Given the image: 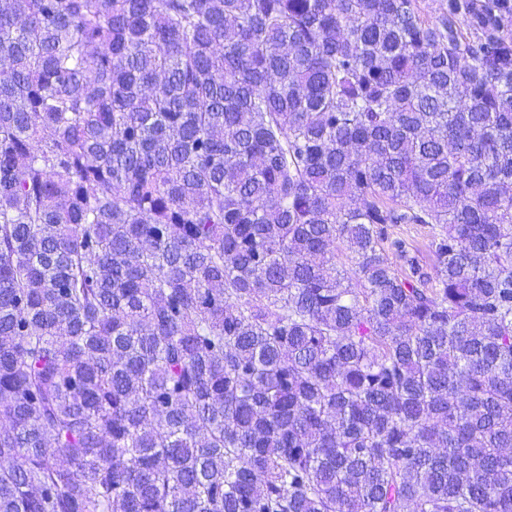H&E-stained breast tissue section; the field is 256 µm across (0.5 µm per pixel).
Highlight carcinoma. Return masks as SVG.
<instances>
[{
  "label": "carcinoma",
  "mask_w": 512,
  "mask_h": 512,
  "mask_svg": "<svg viewBox=\"0 0 512 512\" xmlns=\"http://www.w3.org/2000/svg\"><path fill=\"white\" fill-rule=\"evenodd\" d=\"M437 2L0 0V512H512V0ZM393 233L409 239L418 249V256L421 264L429 267L432 264V257L428 250L433 229L426 224H397L393 227Z\"/></svg>",
  "instance_id": "cac0c4a2"
}]
</instances>
